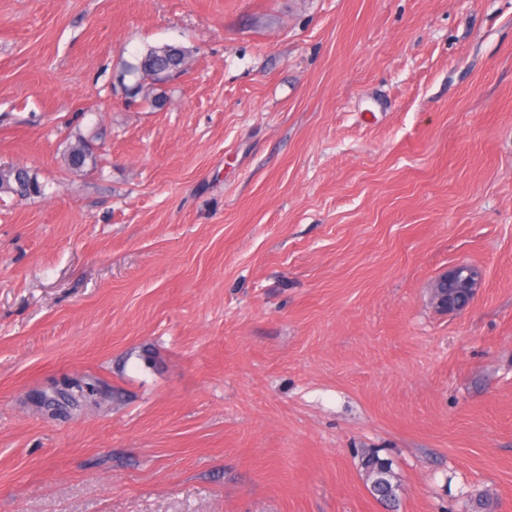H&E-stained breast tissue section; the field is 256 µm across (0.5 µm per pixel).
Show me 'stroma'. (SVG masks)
I'll list each match as a JSON object with an SVG mask.
<instances>
[{
    "mask_svg": "<svg viewBox=\"0 0 512 512\" xmlns=\"http://www.w3.org/2000/svg\"><path fill=\"white\" fill-rule=\"evenodd\" d=\"M11 165L0 512H384L366 448L400 512H512V0H0ZM65 374L119 398L49 417ZM187 54L184 48L165 44L163 46L149 48L136 63L130 64L125 75L134 78L133 84L127 87L133 97L138 96L144 83L149 81L151 85L163 84L166 81L160 77L161 72L170 73L171 77L185 71ZM67 164L72 171L80 172L96 161L88 141L78 136L74 144H70L67 152ZM22 181L26 189V193H22V197H26L25 199L44 195V187L37 174L32 170L20 166L0 168V193L14 195ZM482 280L483 273L479 267L471 264H457L449 268L435 280L433 284V295L436 293L441 294V289L448 288V282L453 281L457 283L458 288H465L468 290L472 296L470 301L471 303L477 294V289L480 287ZM464 309L459 310L458 312H461ZM361 469L370 494L389 511H398L401 484L391 460L372 448L361 454Z\"/></svg>",
    "mask_w": 512,
    "mask_h": 512,
    "instance_id": "35a3bbf8",
    "label": "stroma"
}]
</instances>
